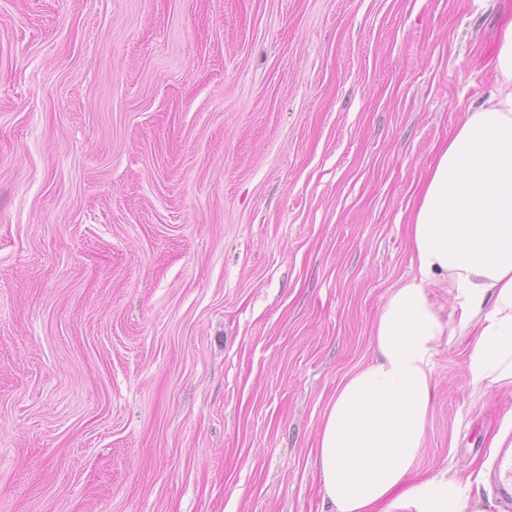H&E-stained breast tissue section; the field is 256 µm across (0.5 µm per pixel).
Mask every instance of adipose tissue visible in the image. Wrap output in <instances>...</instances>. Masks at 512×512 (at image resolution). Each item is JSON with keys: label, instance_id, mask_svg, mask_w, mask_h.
<instances>
[{"label": "adipose tissue", "instance_id": "ef3b65f1", "mask_svg": "<svg viewBox=\"0 0 512 512\" xmlns=\"http://www.w3.org/2000/svg\"><path fill=\"white\" fill-rule=\"evenodd\" d=\"M495 65L497 91L466 113L407 205L416 275L392 288L372 324L375 359L349 370L326 405L316 464L331 512H430L445 491L410 480L440 343L471 337L473 391L512 387V20ZM442 283L457 313L430 299Z\"/></svg>", "mask_w": 512, "mask_h": 512}]
</instances>
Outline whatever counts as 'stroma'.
Wrapping results in <instances>:
<instances>
[{
    "label": "stroma",
    "mask_w": 512,
    "mask_h": 512,
    "mask_svg": "<svg viewBox=\"0 0 512 512\" xmlns=\"http://www.w3.org/2000/svg\"><path fill=\"white\" fill-rule=\"evenodd\" d=\"M512 0H0V512H322L406 205ZM432 357L416 481L496 512L512 390Z\"/></svg>",
    "instance_id": "obj_1"
}]
</instances>
